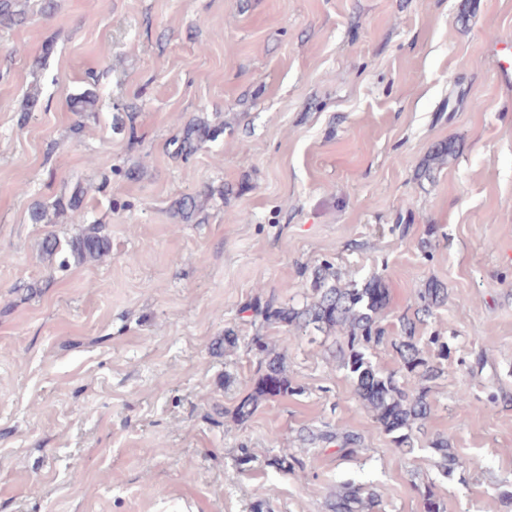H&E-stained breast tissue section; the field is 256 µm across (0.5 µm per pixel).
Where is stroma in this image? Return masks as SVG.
<instances>
[{
    "label": "stroma",
    "mask_w": 512,
    "mask_h": 512,
    "mask_svg": "<svg viewBox=\"0 0 512 512\" xmlns=\"http://www.w3.org/2000/svg\"><path fill=\"white\" fill-rule=\"evenodd\" d=\"M56 4L0 28V512H328L347 481L377 491L384 512H423L426 482L444 512H512L498 499L512 490V0ZM35 82L41 106L22 126ZM88 88L99 112L83 120L68 100ZM199 115L223 135L175 156ZM441 141L454 154L429 163ZM80 186L112 250L48 265L41 239L82 226L30 211ZM203 192L182 222L177 201ZM324 260L348 278L382 274L392 336L418 288L448 289L420 328L448 356L411 451L325 346L281 328L263 333L300 394L233 418L254 361L244 305L282 289L302 301ZM228 328L240 345L214 352ZM337 424L362 435L356 456L299 438ZM439 436L458 459L448 474L429 446ZM274 455L305 468L276 471Z\"/></svg>",
    "instance_id": "35a3bbf8"
}]
</instances>
